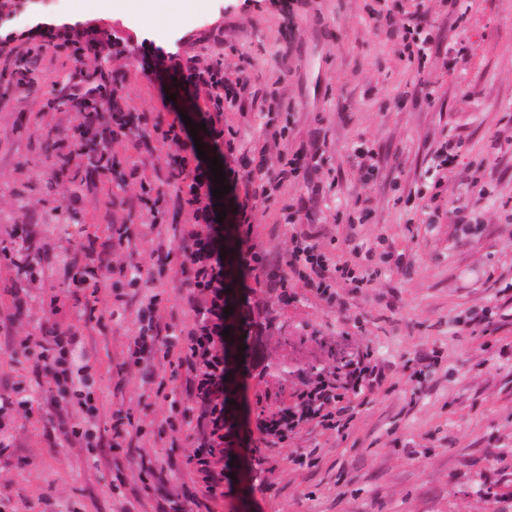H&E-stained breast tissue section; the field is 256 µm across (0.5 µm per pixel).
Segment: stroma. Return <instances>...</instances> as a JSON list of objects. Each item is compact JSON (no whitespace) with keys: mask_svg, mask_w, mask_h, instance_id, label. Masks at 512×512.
Returning a JSON list of instances; mask_svg holds the SVG:
<instances>
[{"mask_svg":"<svg viewBox=\"0 0 512 512\" xmlns=\"http://www.w3.org/2000/svg\"><path fill=\"white\" fill-rule=\"evenodd\" d=\"M455 21L444 0H209L186 20L156 25L138 18L74 21L83 42L108 43L75 61L45 45L40 23L72 19V0H9L0 29L18 34L0 69L39 50L35 92L0 82V248L41 252L44 274L32 282L0 260V394L31 389L30 411L0 419V512H512V0H458ZM419 13L437 39L424 67L408 63L393 30ZM220 63L247 85L242 107L225 112L237 132L240 173L260 154H297L305 175L272 201H255L253 235L267 275L287 274L293 235H307L333 259L358 250L378 270L373 287L343 288L322 299L304 282L286 289L253 284L256 324L239 381L237 414L289 406L295 394L341 358L369 353L382 369L349 429L307 428L267 459L234 448L223 500H213L186 458L196 420L187 411V367L164 357L156 339L148 366L128 359L137 311L161 294V322L189 329L193 313L180 278L115 291L120 266L177 267L180 232L192 218L178 205L174 150L152 134L155 123L195 106L175 97L162 68L146 72L155 48ZM106 62L116 99L140 117V132L112 135L111 170L73 180L59 158L72 156L77 112L45 102L67 92L68 77ZM280 101L277 139L266 127L270 94ZM461 141L457 166L437 200L439 223L408 194L426 191L436 148ZM377 166L365 178L355 156ZM161 197L159 216L141 198L142 182ZM79 217L51 223L56 207ZM465 206L475 224L453 223ZM369 210L363 223L347 218ZM298 216L284 221L285 213ZM122 239L96 287L72 277L80 246ZM77 329L95 355L97 455L66 446L63 432L81 420L60 405L52 378L21 349L41 325ZM174 399L156 392L157 381ZM134 427L108 447L115 415Z\"/></svg>","mask_w":512,"mask_h":512,"instance_id":"35a3bbf8","label":"stroma"}]
</instances>
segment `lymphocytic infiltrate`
<instances>
[{"instance_id":"1","label":"lymphocytic infiltrate","mask_w":512,"mask_h":512,"mask_svg":"<svg viewBox=\"0 0 512 512\" xmlns=\"http://www.w3.org/2000/svg\"><path fill=\"white\" fill-rule=\"evenodd\" d=\"M161 59L175 80L177 92L203 102L205 133L213 150L224 154L226 179L244 184V195L235 200L227 223H219L213 205L214 176L186 133L181 114H174L166 124L154 125L157 137L175 149L176 163L183 173L176 200L192 215L189 228L181 233L183 259L177 274L190 290L194 326L186 337L170 334L168 346L177 350L178 362L190 370L198 436L187 463L216 499L224 494V451L239 440L238 424L231 421L226 405V287L259 276L266 266L264 251L252 238V199H271L283 182L301 175L302 166L295 157H263L256 174L240 176L234 167L236 133L225 130L224 114L241 105L245 82L226 77L221 66L201 67L176 52L162 53ZM229 246L234 249V259L228 263L223 253ZM287 265L320 297L331 301L337 298L338 286L369 288L377 278L376 272L363 268L357 260L333 262L324 248L307 238L293 240ZM30 352L51 376L65 406L82 411V421L65 432L67 444L95 452L100 437L91 382L93 366L81 336L57 328L37 337ZM378 378V367L369 357L345 361L337 371L319 374L300 390L293 405L276 411L258 409L252 431L267 446L285 443L308 426L343 433L357 415L355 398L371 389Z\"/></svg>"}]
</instances>
